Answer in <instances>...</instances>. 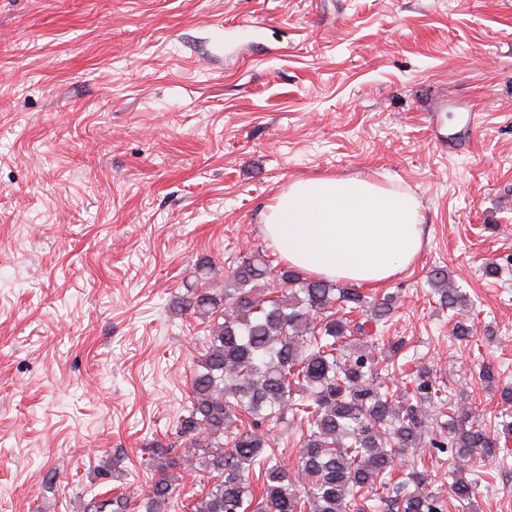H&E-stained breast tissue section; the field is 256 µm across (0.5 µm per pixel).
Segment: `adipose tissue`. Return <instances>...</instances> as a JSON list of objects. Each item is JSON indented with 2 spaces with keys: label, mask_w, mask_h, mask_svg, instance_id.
Instances as JSON below:
<instances>
[{
  "label": "adipose tissue",
  "mask_w": 512,
  "mask_h": 512,
  "mask_svg": "<svg viewBox=\"0 0 512 512\" xmlns=\"http://www.w3.org/2000/svg\"><path fill=\"white\" fill-rule=\"evenodd\" d=\"M262 228L288 266L360 285L399 275L426 238L417 196L363 174L292 180L267 205Z\"/></svg>",
  "instance_id": "obj_1"
}]
</instances>
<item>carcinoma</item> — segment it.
<instances>
[{"mask_svg":"<svg viewBox=\"0 0 512 512\" xmlns=\"http://www.w3.org/2000/svg\"><path fill=\"white\" fill-rule=\"evenodd\" d=\"M270 281L281 285L280 294L265 298L261 287ZM428 282L441 307L467 305L446 268H433ZM393 303L391 295L371 299L354 286L277 268L263 250L239 258L217 287L188 290L183 311L204 318L218 313L221 320H211L178 425L185 448L160 442L151 448L156 477L138 508L166 512L191 469L216 482L188 512H445L423 472L389 479L395 452L420 447L428 409L445 403L448 438L432 446L448 449L450 496L464 512L474 507L480 477L473 455L507 461L512 448L498 440L512 438V421H502L494 437L473 425L470 408L451 402L424 366L410 374L411 397L393 398L376 366L405 341L390 342L378 359L362 340L365 324L350 319L358 312L378 327ZM290 418L307 425L294 474L274 463L263 430ZM130 504L121 495L92 499L85 512H129Z\"/></svg>","mask_w":512,"mask_h":512,"instance_id":"1","label":"carcinoma"}]
</instances>
